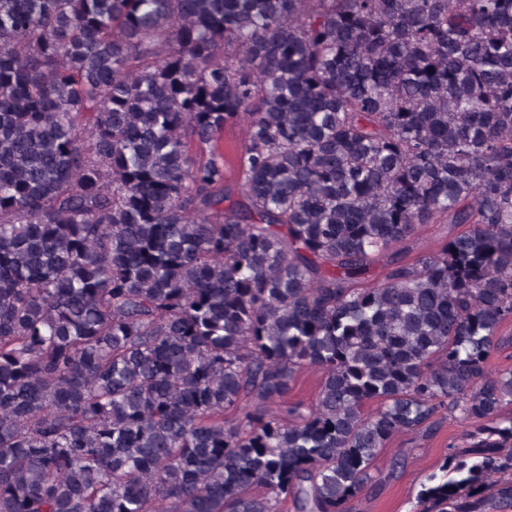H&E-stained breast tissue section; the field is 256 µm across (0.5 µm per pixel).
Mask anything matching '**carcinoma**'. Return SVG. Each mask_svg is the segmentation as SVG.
Returning a JSON list of instances; mask_svg holds the SVG:
<instances>
[{
	"mask_svg": "<svg viewBox=\"0 0 512 512\" xmlns=\"http://www.w3.org/2000/svg\"><path fill=\"white\" fill-rule=\"evenodd\" d=\"M511 320L512 0H0V512L507 507ZM448 233V224H429L403 245L406 260L429 253ZM321 380L322 375L316 369H303L299 373L295 384L292 385V389L288 394V400H304L310 402L315 399L319 391ZM467 428L457 420L446 418L434 434L400 435L383 448L373 472L379 480L376 494L362 496L353 512H417V493L421 483L432 473H438L448 447H461ZM401 461L397 468L394 463Z\"/></svg>",
	"mask_w": 512,
	"mask_h": 512,
	"instance_id": "obj_1",
	"label": "carcinoma"
}]
</instances>
